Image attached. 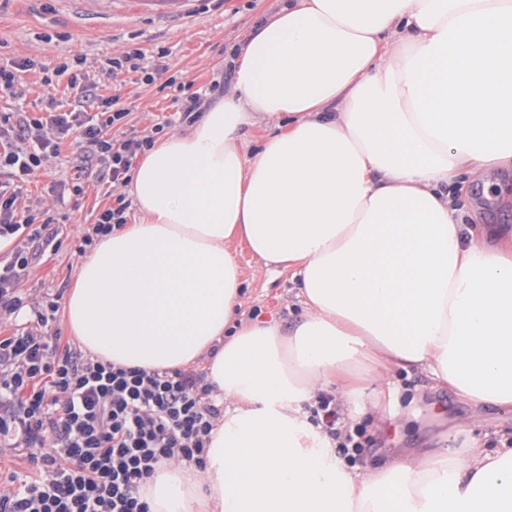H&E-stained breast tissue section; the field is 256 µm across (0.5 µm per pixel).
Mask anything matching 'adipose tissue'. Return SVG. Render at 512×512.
Instances as JSON below:
<instances>
[{
	"label": "adipose tissue",
	"mask_w": 512,
	"mask_h": 512,
	"mask_svg": "<svg viewBox=\"0 0 512 512\" xmlns=\"http://www.w3.org/2000/svg\"><path fill=\"white\" fill-rule=\"evenodd\" d=\"M233 78L190 133L137 157L136 219L64 307L97 360L201 363L231 402L201 468L148 481L150 512H512V450L434 448L357 481L303 411L363 375L345 391L363 413L381 368L411 366L512 405V253L453 199L512 168V0H290L246 34ZM237 240L297 278L290 328L239 319Z\"/></svg>",
	"instance_id": "ef3b65f1"
}]
</instances>
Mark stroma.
I'll return each instance as SVG.
<instances>
[{
  "instance_id": "obj_1",
  "label": "stroma",
  "mask_w": 512,
  "mask_h": 512,
  "mask_svg": "<svg viewBox=\"0 0 512 512\" xmlns=\"http://www.w3.org/2000/svg\"><path fill=\"white\" fill-rule=\"evenodd\" d=\"M284 0H0V64L31 59L53 69L65 57L85 54L89 60L122 57L132 49L145 56L155 80L146 83L138 72L119 74L104 95H116L128 108L129 124L137 134H151L155 125L166 133L190 132V124L175 120L181 109L177 85L206 93L208 101L223 98L233 82V53L248 29L275 13ZM97 170L83 148L64 146L62 154L41 171L30 186V196L51 215L60 243L40 253L21 286L30 301L67 293L83 258L77 253L81 225L112 202L108 184L87 180L82 196L67 204L56 201L53 181L70 178L76 166ZM462 224L482 231H498V244L512 247V198L487 206L475 192L458 200ZM233 249L241 272V319L278 318L294 324L302 313L299 283L291 272L267 268L246 243ZM390 379L395 397H383L381 407L392 420L373 415L350 418L337 389L335 397L345 430H357L360 455L346 466L356 477L389 458L424 448H444L458 454L477 443L488 454L512 448V407L475 408L453 389L434 387L432 379L416 368L396 369Z\"/></svg>"
}]
</instances>
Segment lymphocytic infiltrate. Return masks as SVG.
Returning <instances> with one entry per match:
<instances>
[{"label":"lymphocytic infiltrate","mask_w":512,"mask_h":512,"mask_svg":"<svg viewBox=\"0 0 512 512\" xmlns=\"http://www.w3.org/2000/svg\"><path fill=\"white\" fill-rule=\"evenodd\" d=\"M75 93L67 111L0 113V241L13 242L0 264V312L30 307L21 283L35 246L54 245L49 218L21 205L23 188L72 137L87 146L113 185L130 180L132 160L153 146L149 136L114 125L128 117L115 96L97 95L87 59L65 58L56 70ZM123 195L86 228L78 253L127 222ZM37 325L0 336V447L25 452L32 469L0 478V512H149L139 496L160 463L202 466L224 405L205 372L145 370L105 364L60 346L49 328L58 298L34 308Z\"/></svg>","instance_id":"f902f5d3"}]
</instances>
